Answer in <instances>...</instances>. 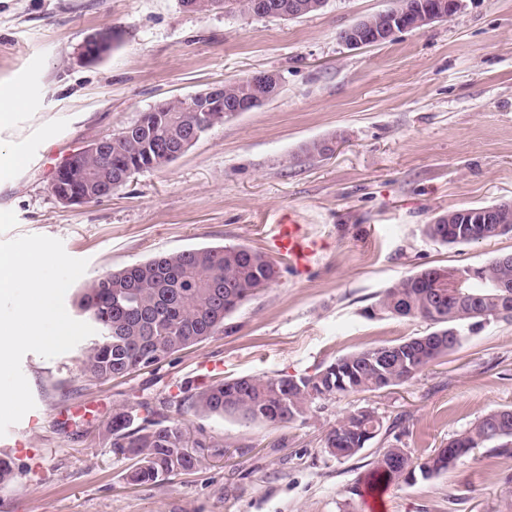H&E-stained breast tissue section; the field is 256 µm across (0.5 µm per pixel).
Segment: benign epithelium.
Instances as JSON below:
<instances>
[{
  "label": "benign epithelium",
  "instance_id": "obj_1",
  "mask_svg": "<svg viewBox=\"0 0 512 512\" xmlns=\"http://www.w3.org/2000/svg\"><path fill=\"white\" fill-rule=\"evenodd\" d=\"M460 0H439L434 6H427L414 13L408 6L398 4L395 7L371 14L343 30L341 41L351 48L376 46L392 40L396 35L421 30L436 21L451 18L458 10ZM182 6L190 11L206 13L214 9L224 8L221 0H182ZM280 11V7L268 0H250L246 12L250 17H263L270 12ZM116 33L112 28H104L91 34L82 44L79 56L87 63L103 59L112 51ZM245 83L249 91L229 102L224 111L237 115L249 112L263 105L269 97L275 94L273 88L279 84V79L271 73L255 74ZM224 99V85H212L183 100V107L188 112H211L213 101ZM107 136L92 140L87 145L71 152L65 162L79 157L100 156L105 152Z\"/></svg>",
  "mask_w": 512,
  "mask_h": 512
}]
</instances>
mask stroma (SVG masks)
<instances>
[{"label": "stroma", "mask_w": 512, "mask_h": 512, "mask_svg": "<svg viewBox=\"0 0 512 512\" xmlns=\"http://www.w3.org/2000/svg\"><path fill=\"white\" fill-rule=\"evenodd\" d=\"M393 0H326L294 19L199 14L180 0H0V150L24 166L0 182V239L40 234L87 260L67 291L158 254L240 244L274 259L277 280L223 332L128 376L81 374L80 348L21 362L35 407L0 437L16 478L0 512H369L358 478L393 441L420 457L487 412L512 408V321L467 334L415 378L321 401L306 421L270 427L177 414L169 402L217 378L311 375L365 346L431 332L429 322L367 317L398 279L485 264L512 236L444 245L438 215L512 201V0H461L448 20L351 49L340 30ZM120 39L103 60L79 52L97 30ZM266 72L279 94L201 138L167 167L97 203L63 207L50 191L65 156L157 102ZM317 141L330 155L309 153ZM294 213L323 250L298 269L273 237ZM148 404L214 440L197 468L153 484L128 479L106 423ZM369 410L385 431L355 456L321 451L337 418ZM383 512H512V452L478 448L454 469L389 487Z\"/></svg>", "instance_id": "1"}]
</instances>
